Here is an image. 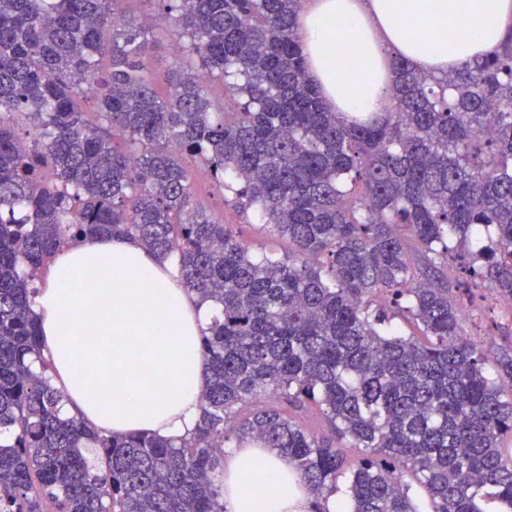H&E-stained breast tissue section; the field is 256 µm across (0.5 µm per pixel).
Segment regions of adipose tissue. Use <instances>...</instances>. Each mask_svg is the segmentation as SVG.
Masks as SVG:
<instances>
[{"label":"adipose tissue","mask_w":512,"mask_h":512,"mask_svg":"<svg viewBox=\"0 0 512 512\" xmlns=\"http://www.w3.org/2000/svg\"><path fill=\"white\" fill-rule=\"evenodd\" d=\"M298 33L330 111L366 118L392 109L397 61L443 74L493 50L512 34V0H306ZM31 311L65 416L113 436L178 440L194 430L211 308L182 288L171 258L129 238L70 243ZM224 512H310V493L254 441L224 464Z\"/></svg>","instance_id":"ef3b65f1"}]
</instances>
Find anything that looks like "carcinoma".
<instances>
[{
	"label": "carcinoma",
	"mask_w": 512,
	"mask_h": 512,
	"mask_svg": "<svg viewBox=\"0 0 512 512\" xmlns=\"http://www.w3.org/2000/svg\"><path fill=\"white\" fill-rule=\"evenodd\" d=\"M118 2L0 0V512H224V447L246 438L287 458L311 512L340 476L345 512H419L406 472L433 512H512V337L460 333L463 302L512 304V38L443 75L397 62L393 111L349 121L307 78L304 0H157L179 36L164 99ZM194 162L288 255L198 210ZM104 235L176 256L217 311L189 438L95 432L28 362L35 275Z\"/></svg>",
	"instance_id": "1"
}]
</instances>
